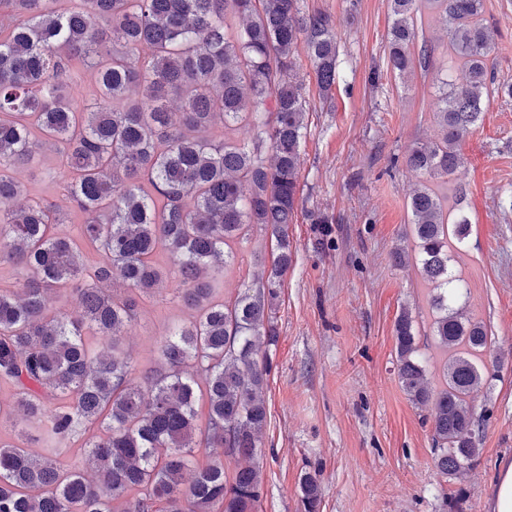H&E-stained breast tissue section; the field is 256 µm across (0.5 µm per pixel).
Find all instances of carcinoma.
Wrapping results in <instances>:
<instances>
[{"instance_id": "obj_1", "label": "carcinoma", "mask_w": 512, "mask_h": 512, "mask_svg": "<svg viewBox=\"0 0 512 512\" xmlns=\"http://www.w3.org/2000/svg\"><path fill=\"white\" fill-rule=\"evenodd\" d=\"M299 2L0 0V199L23 198L0 210V266L29 271L22 287L0 288V381L15 390L10 413L43 450L0 441V512H256L268 348L278 339L308 129L298 43L321 91L337 75L330 16ZM424 4L446 28L457 66L440 88L439 138L417 143L405 163L427 178L409 210L415 260L433 286L432 333L448 360L442 386L430 385L403 310L396 363L411 400L428 407L435 468L448 476L480 454L474 402L489 333L456 308L467 289L451 262L471 224L434 181L457 170L490 103L495 28L484 0H391L385 51L396 75L433 64V48L414 51ZM6 14L18 18L7 30ZM231 17L245 24L234 28ZM88 64L93 112L75 99ZM133 87L143 88L134 101ZM243 126L246 141L232 136ZM38 137L57 143L72 170L64 190L83 218L72 234L56 232L52 206L27 198L10 175L33 162ZM254 226L271 232L278 254L259 286L226 301L218 276L236 259L231 244ZM172 278L194 320L172 329L155 365L140 367L121 338L140 301ZM68 292L77 310L48 309L50 294ZM199 446L210 449L203 461ZM226 459L247 465L229 473ZM300 503L320 512L311 473Z\"/></svg>"}]
</instances>
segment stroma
<instances>
[{
	"label": "stroma",
	"mask_w": 512,
	"mask_h": 512,
	"mask_svg": "<svg viewBox=\"0 0 512 512\" xmlns=\"http://www.w3.org/2000/svg\"><path fill=\"white\" fill-rule=\"evenodd\" d=\"M304 11L330 14L338 75L321 94L305 47L298 72L306 87L308 133L302 147L300 204L288 235L292 263L283 279L266 398L263 495L258 512H299V482L317 473L321 512H448L466 488L464 512H491L489 492L512 461V103L491 99L462 146L453 177L465 186L471 223L467 250L454 266L468 284L461 305L482 321L490 345L481 367L487 383L474 403L480 423L475 465L459 479L437 474L427 407L414 404L398 378L394 321L408 310L432 385L445 353L432 334L431 287L415 264L394 265L396 247L411 246L408 197L423 178L405 158L417 142L439 135L438 86L454 63L446 31L423 10L417 40L435 48L429 70L404 76L386 69L389 0H301ZM498 28L491 55L496 82L512 83V0H485ZM65 158L51 144L12 175L28 194L62 214ZM236 261L221 279L225 299L270 266L276 242L254 227L234 244ZM193 313L166 290L144 300L122 338L139 365L157 358L160 342Z\"/></svg>",
	"instance_id": "1"
}]
</instances>
